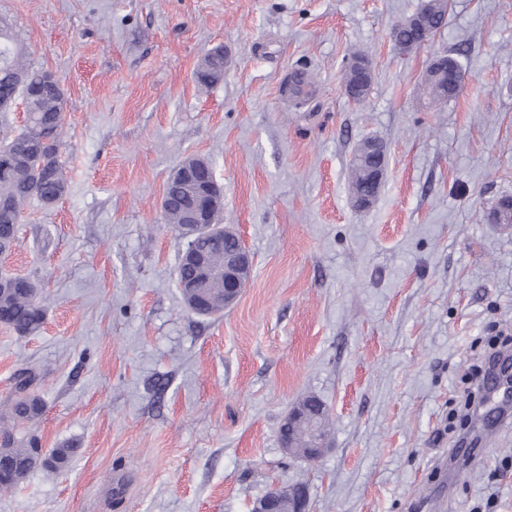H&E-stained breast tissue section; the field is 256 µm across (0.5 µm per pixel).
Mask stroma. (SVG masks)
Returning a JSON list of instances; mask_svg holds the SVG:
<instances>
[{"label": "stroma", "instance_id": "35a3bbf8", "mask_svg": "<svg viewBox=\"0 0 512 512\" xmlns=\"http://www.w3.org/2000/svg\"><path fill=\"white\" fill-rule=\"evenodd\" d=\"M421 0H0L26 64L67 100L68 192L27 202L0 273L38 283L37 335L0 324V401L18 373L45 409L44 448H71L0 494V512H249L306 484L310 512H512V425L461 447L473 351L512 330V0H450L446 25L399 53L391 27ZM224 51V76L196 80ZM374 81L351 101L344 72ZM461 65L456 98L419 94L431 59ZM314 78L298 103L282 89ZM381 141L387 174L356 208L350 160ZM208 159L222 224L252 272L238 300L185 308V246L161 201ZM327 453H287L305 398Z\"/></svg>", "mask_w": 512, "mask_h": 512}]
</instances>
